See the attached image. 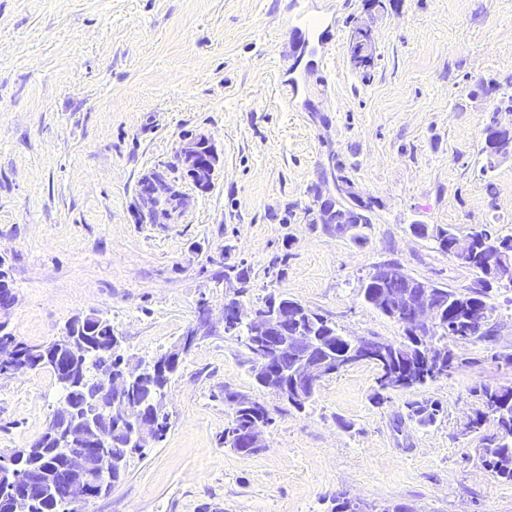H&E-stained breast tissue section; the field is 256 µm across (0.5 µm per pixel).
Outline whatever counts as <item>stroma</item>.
Returning a JSON list of instances; mask_svg holds the SVG:
<instances>
[{
  "label": "stroma",
  "mask_w": 512,
  "mask_h": 512,
  "mask_svg": "<svg viewBox=\"0 0 512 512\" xmlns=\"http://www.w3.org/2000/svg\"><path fill=\"white\" fill-rule=\"evenodd\" d=\"M384 3L372 16L366 0H303L334 38L289 104L290 0H0V264L15 294L0 320L45 344L94 313L131 361L198 330L166 391L165 438L85 512H334L343 497L512 512V482L478 455L494 423L464 430L477 387L512 386L493 358L512 353V287L489 294L495 343L454 344L466 366L380 401L376 367L360 362L294 410L224 331L242 288L246 305L285 295L344 335L398 342L402 326L361 297L375 266L456 290L478 277L413 225L512 235V157L489 170L481 152L491 115L512 120V0ZM361 22L376 46L366 69L348 50ZM199 133L219 156L212 187L181 181L190 204L176 223L140 219L141 179L173 173ZM340 172L375 201L360 242L315 220ZM230 392L273 419L257 453L224 444ZM60 397L48 369L0 375V453L39 438ZM430 402L443 407L435 422L409 418Z\"/></svg>",
  "instance_id": "stroma-1"
}]
</instances>
